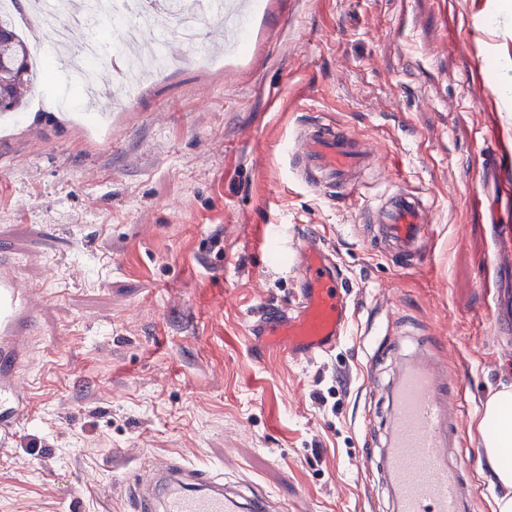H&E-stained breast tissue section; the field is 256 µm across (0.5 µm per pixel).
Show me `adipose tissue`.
<instances>
[{"mask_svg":"<svg viewBox=\"0 0 512 512\" xmlns=\"http://www.w3.org/2000/svg\"><path fill=\"white\" fill-rule=\"evenodd\" d=\"M476 428L498 489L493 512H512V385L502 386L488 397Z\"/></svg>","mask_w":512,"mask_h":512,"instance_id":"obj_1","label":"adipose tissue"}]
</instances>
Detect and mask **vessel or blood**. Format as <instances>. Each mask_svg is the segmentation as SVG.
Wrapping results in <instances>:
<instances>
[{
    "label": "vessel or blood",
    "instance_id": "vessel-or-blood-1",
    "mask_svg": "<svg viewBox=\"0 0 512 512\" xmlns=\"http://www.w3.org/2000/svg\"><path fill=\"white\" fill-rule=\"evenodd\" d=\"M285 155L301 182L325 193L351 196L363 187L360 175L372 154L355 134L316 121L302 125ZM376 241L395 246L420 263L419 247L430 235L429 206L419 192L398 184L367 205ZM282 252L296 275L291 303L271 302L252 324L259 361L281 356L314 360L328 355L347 332L351 306L343 274L322 239L297 229L282 235ZM40 299L24 285L15 263L0 258V452L13 448L29 410L19 371L29 356L30 327ZM391 404L381 460L395 512H473L475 495L462 472L448 468V451L462 441L461 394L429 341L403 357L390 386ZM131 512H283L266 494L247 498L224 477L168 464L126 483Z\"/></svg>",
    "mask_w": 512,
    "mask_h": 512
}]
</instances>
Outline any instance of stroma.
<instances>
[{
    "label": "stroma",
    "instance_id": "stroma-1",
    "mask_svg": "<svg viewBox=\"0 0 512 512\" xmlns=\"http://www.w3.org/2000/svg\"><path fill=\"white\" fill-rule=\"evenodd\" d=\"M246 51L210 62L169 42L170 66L116 104L109 136L55 124L46 100L77 95L39 74L18 135L0 146V256L43 306L23 377L30 412L0 453V512H129L123 474L167 460L226 474L288 512H392L379 468L398 361L390 319L431 339L462 385L458 465L477 512L495 488L475 423L512 383V344L490 314L512 274L496 258L512 214V0H253ZM104 44L112 85L119 25ZM363 139L377 166L360 197L297 181L283 152L303 122ZM423 193L434 235L418 266L384 253L364 200L394 183ZM311 224L354 310L314 361L252 355L254 312L289 300L277 225Z\"/></svg>",
    "mask_w": 512,
    "mask_h": 512
}]
</instances>
